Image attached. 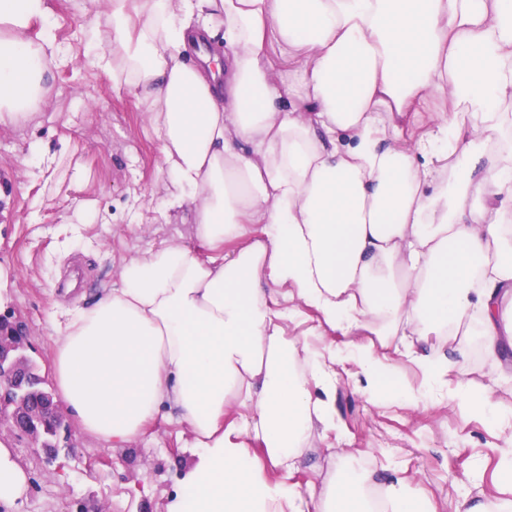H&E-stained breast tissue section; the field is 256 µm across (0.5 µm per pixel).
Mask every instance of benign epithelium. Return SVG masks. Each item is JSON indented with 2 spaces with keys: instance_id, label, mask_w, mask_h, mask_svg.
<instances>
[{
  "instance_id": "1",
  "label": "benign epithelium",
  "mask_w": 512,
  "mask_h": 512,
  "mask_svg": "<svg viewBox=\"0 0 512 512\" xmlns=\"http://www.w3.org/2000/svg\"><path fill=\"white\" fill-rule=\"evenodd\" d=\"M26 347L23 323L0 314V438L20 436L29 447L39 449L53 461L60 448L48 443L45 417L49 413L63 416V401L53 393L41 395L27 390Z\"/></svg>"
}]
</instances>
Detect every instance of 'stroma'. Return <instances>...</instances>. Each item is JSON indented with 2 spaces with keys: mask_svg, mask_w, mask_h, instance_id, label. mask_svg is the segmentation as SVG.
Masks as SVG:
<instances>
[{
  "mask_svg": "<svg viewBox=\"0 0 512 512\" xmlns=\"http://www.w3.org/2000/svg\"><path fill=\"white\" fill-rule=\"evenodd\" d=\"M62 54L52 83L53 105L11 129L0 130V313L28 324L29 355L44 378L53 372L55 312L83 305L117 281L123 263L163 243L201 251L191 213L165 208L169 176L145 107L128 89L116 90L111 72L91 63L87 36L98 27L100 47L110 28L93 0H46ZM43 153L31 157L28 146ZM338 430L314 433L297 469H266L287 479L302 496L332 470L364 469L382 489L401 472L421 494L447 502L486 505L512 495L499 475L504 445L487 414H461L420 390V376L391 356L392 376L406 391L373 396L360 368L336 332ZM464 380L493 391L498 411L512 416V375L496 376L488 361L468 362ZM72 452L47 461L36 449L11 440L14 460L27 472V496L16 512H68L86 498L97 512H165L193 460L186 425L156 420L137 442L111 447L67 417Z\"/></svg>",
  "mask_w": 512,
  "mask_h": 512,
  "instance_id": "1",
  "label": "stroma"
}]
</instances>
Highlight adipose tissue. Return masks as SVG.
Returning <instances> with one entry per match:
<instances>
[{
	"label": "adipose tissue",
	"mask_w": 512,
	"mask_h": 512,
	"mask_svg": "<svg viewBox=\"0 0 512 512\" xmlns=\"http://www.w3.org/2000/svg\"><path fill=\"white\" fill-rule=\"evenodd\" d=\"M97 6L112 45L93 61L145 104L166 207L191 206L208 253L160 245L68 310L63 402L110 446L176 409L198 454L165 512H441L400 475L377 509L361 471L305 497L263 469L292 470L314 430L337 428L335 370L284 327L300 309L347 337L368 391L389 383L390 348L444 389L476 320L492 366L512 347V0ZM47 14L46 0H0V128L52 104ZM216 25L225 56L184 63ZM288 92L299 105L286 110ZM438 102L452 112L406 138ZM28 486L0 444V512Z\"/></svg>",
	"instance_id": "adipose-tissue-1"
}]
</instances>
